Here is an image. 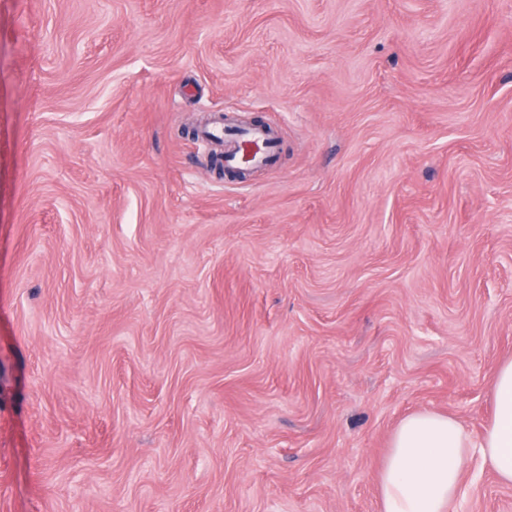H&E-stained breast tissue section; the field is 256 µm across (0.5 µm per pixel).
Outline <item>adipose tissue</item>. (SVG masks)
I'll use <instances>...</instances> for the list:
<instances>
[{
	"mask_svg": "<svg viewBox=\"0 0 512 512\" xmlns=\"http://www.w3.org/2000/svg\"><path fill=\"white\" fill-rule=\"evenodd\" d=\"M492 395L493 420L476 439L437 412H416L400 422L378 477L380 512H448L475 457L512 485V360L496 371Z\"/></svg>",
	"mask_w": 512,
	"mask_h": 512,
	"instance_id": "obj_1",
	"label": "adipose tissue"
}]
</instances>
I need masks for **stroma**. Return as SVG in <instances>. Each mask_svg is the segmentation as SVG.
Instances as JSON below:
<instances>
[{
  "mask_svg": "<svg viewBox=\"0 0 512 512\" xmlns=\"http://www.w3.org/2000/svg\"><path fill=\"white\" fill-rule=\"evenodd\" d=\"M508 359L512 0H0V512H380ZM269 135L260 128H251L243 137V155L245 152L254 153V162L264 165L275 163L272 147L267 145Z\"/></svg>",
  "mask_w": 512,
  "mask_h": 512,
  "instance_id": "35a3bbf8",
  "label": "stroma"
}]
</instances>
